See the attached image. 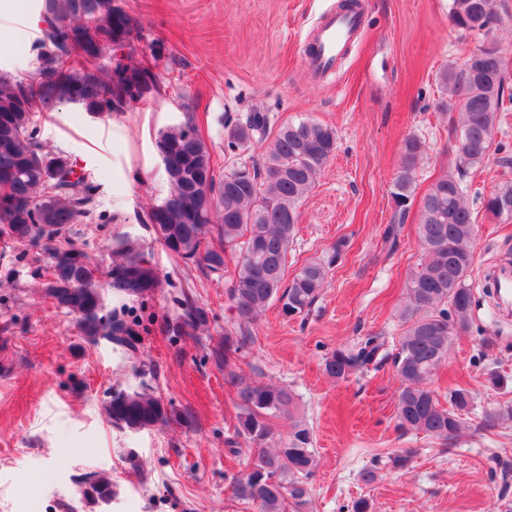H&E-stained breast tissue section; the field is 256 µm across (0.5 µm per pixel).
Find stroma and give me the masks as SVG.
Returning a JSON list of instances; mask_svg holds the SVG:
<instances>
[{"mask_svg": "<svg viewBox=\"0 0 512 512\" xmlns=\"http://www.w3.org/2000/svg\"><path fill=\"white\" fill-rule=\"evenodd\" d=\"M340 0H119L136 18L137 62L160 79L158 94L125 112L93 117L71 106L36 116L39 140L68 155L94 185V208L66 234L93 269L114 259L116 238L138 243L160 286L140 299L110 288L106 312L131 328L132 347L80 335L74 318L44 292L53 260L39 245L0 240V512H253L229 483L244 468L226 444L239 410L235 390L210 358L226 330L238 327L227 273L205 275L170 255L146 224L148 209L169 185L157 153L159 130L192 120L216 171L258 160L262 150L231 152L226 120L264 112L272 128L314 120L337 134L334 157L299 206L287 276L308 261L347 246L309 313L284 318L270 305L250 327L244 350L258 380L287 388L296 414L314 431L318 465L310 480L313 512H350L355 499L372 512H512V424L490 430L485 411L512 401V316L481 291L487 271L512 258V219L487 214L483 199L512 184V111L499 115L489 162L466 179L475 217L471 328L440 367V394L464 388L474 408L460 436L443 446L396 427L399 382L391 366L345 380L324 374L336 348L370 334L400 335L406 284L423 249L418 209L399 214L391 197L404 141L426 146L415 199L449 168L453 126L436 107L437 76L476 43L449 21L451 0H356L364 23L335 71L320 78L304 61L319 17ZM40 0H12L0 17V70L28 75L38 66ZM400 227L395 247L383 233ZM205 309V331H177L183 297ZM500 375L502 385L490 382ZM147 388L190 423L132 431L110 421L113 391ZM410 448V468L385 469L364 485L361 469L375 456ZM111 476L115 494L85 503L95 474Z\"/></svg>", "mask_w": 512, "mask_h": 512, "instance_id": "obj_1", "label": "stroma"}]
</instances>
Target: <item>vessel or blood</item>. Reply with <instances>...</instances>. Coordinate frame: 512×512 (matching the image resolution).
<instances>
[{
    "label": "vessel or blood",
    "instance_id": "1",
    "mask_svg": "<svg viewBox=\"0 0 512 512\" xmlns=\"http://www.w3.org/2000/svg\"><path fill=\"white\" fill-rule=\"evenodd\" d=\"M362 16L357 12H330L325 14L313 40L314 51L307 56L309 69L318 75L333 70L346 46L358 35Z\"/></svg>",
    "mask_w": 512,
    "mask_h": 512
}]
</instances>
